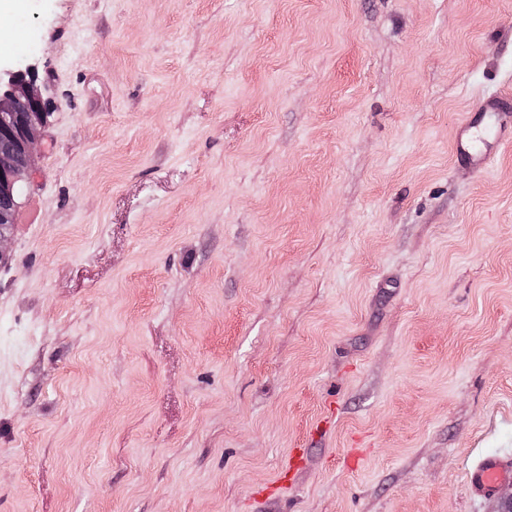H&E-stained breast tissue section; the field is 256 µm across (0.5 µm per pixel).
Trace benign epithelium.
Returning a JSON list of instances; mask_svg holds the SVG:
<instances>
[{
	"label": "benign epithelium",
	"instance_id": "obj_1",
	"mask_svg": "<svg viewBox=\"0 0 512 512\" xmlns=\"http://www.w3.org/2000/svg\"><path fill=\"white\" fill-rule=\"evenodd\" d=\"M31 66L0 65V190L13 192L27 180L48 103Z\"/></svg>",
	"mask_w": 512,
	"mask_h": 512
}]
</instances>
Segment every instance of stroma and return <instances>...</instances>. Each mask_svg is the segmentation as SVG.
<instances>
[{"mask_svg": "<svg viewBox=\"0 0 512 512\" xmlns=\"http://www.w3.org/2000/svg\"><path fill=\"white\" fill-rule=\"evenodd\" d=\"M53 103L0 261V512H506L512 0H11ZM479 124L466 118L455 144L457 154L463 155L476 169H484L490 157L502 147L512 148V110L502 105L497 96H490L479 108ZM505 484H512L510 456L482 454L468 466L467 485L473 496H494Z\"/></svg>", "mask_w": 512, "mask_h": 512, "instance_id": "obj_1", "label": "stroma"}]
</instances>
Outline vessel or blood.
<instances>
[{
	"instance_id": "b4317fda",
	"label": "vessel or blood",
	"mask_w": 512,
	"mask_h": 512,
	"mask_svg": "<svg viewBox=\"0 0 512 512\" xmlns=\"http://www.w3.org/2000/svg\"><path fill=\"white\" fill-rule=\"evenodd\" d=\"M478 119H465L455 144L476 169H484L490 157L502 147L512 148V109L490 96L478 110ZM512 484V458L483 454L467 469V485L471 495L493 496L503 485Z\"/></svg>"
}]
</instances>
